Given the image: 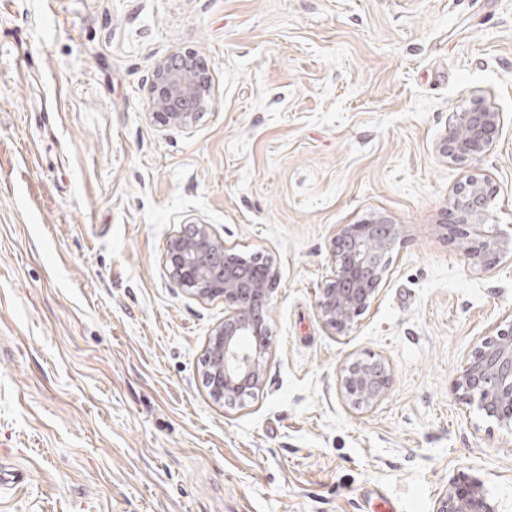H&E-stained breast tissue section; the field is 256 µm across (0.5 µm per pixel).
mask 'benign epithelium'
Wrapping results in <instances>:
<instances>
[{
    "label": "benign epithelium",
    "instance_id": "1",
    "mask_svg": "<svg viewBox=\"0 0 512 512\" xmlns=\"http://www.w3.org/2000/svg\"><path fill=\"white\" fill-rule=\"evenodd\" d=\"M212 99L205 65L175 53L159 60L151 80L154 113L164 123L189 127ZM502 127V113L480 99L448 118V130L437 143L440 156L468 165L486 153ZM488 183L469 175L454 190L451 214L463 255L479 267H491L512 251V237L486 224ZM398 239L396 225L379 216L360 224H344L336 235L334 278L323 288L318 308L325 323L343 333L353 328L374 300L388 269L390 250ZM167 260L172 274L201 300L224 299V322L206 345L203 370L210 397L217 402L244 401L264 385L270 350L269 312L280 278L271 262L266 269L235 264L224 242L205 224L171 240ZM392 374L381 358L347 361L339 369L342 393L357 410L382 401ZM452 391L463 404H477L487 416L512 428V323L484 339L456 375ZM434 512H495L483 486L452 484L438 498Z\"/></svg>",
    "mask_w": 512,
    "mask_h": 512
}]
</instances>
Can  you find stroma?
<instances>
[{"mask_svg": "<svg viewBox=\"0 0 512 512\" xmlns=\"http://www.w3.org/2000/svg\"><path fill=\"white\" fill-rule=\"evenodd\" d=\"M176 52L214 84L187 128L152 116ZM479 96L498 138L441 159ZM471 174L512 234V0H0V512H433L465 478L512 512V430L451 391L512 320V254L481 271L446 237ZM377 213L399 239L339 333L334 239ZM196 224L280 269L241 406L203 380L223 300L165 260ZM370 357L392 385L358 411L339 367Z\"/></svg>", "mask_w": 512, "mask_h": 512, "instance_id": "35a3bbf8", "label": "stroma"}]
</instances>
